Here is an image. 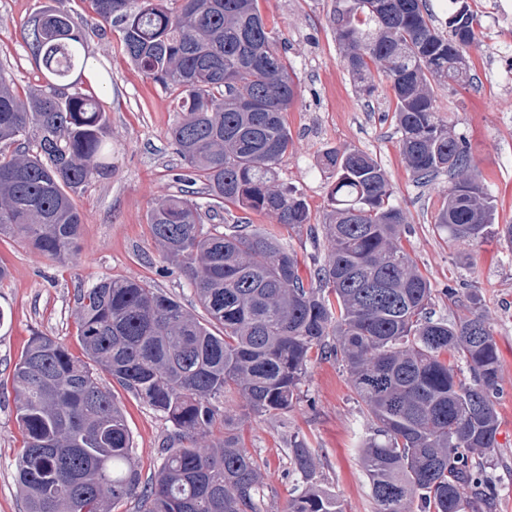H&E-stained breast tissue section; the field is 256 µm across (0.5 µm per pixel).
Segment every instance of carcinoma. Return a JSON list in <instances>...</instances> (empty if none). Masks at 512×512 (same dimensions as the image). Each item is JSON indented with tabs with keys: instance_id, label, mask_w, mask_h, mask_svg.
Returning a JSON list of instances; mask_svg holds the SVG:
<instances>
[{
	"instance_id": "1",
	"label": "carcinoma",
	"mask_w": 512,
	"mask_h": 512,
	"mask_svg": "<svg viewBox=\"0 0 512 512\" xmlns=\"http://www.w3.org/2000/svg\"><path fill=\"white\" fill-rule=\"evenodd\" d=\"M180 2L172 12L164 0H90L98 21L121 25L131 63L178 91L171 144L208 201L168 195L148 224L204 316L144 281L101 279L77 297L83 358L52 336L29 339L12 375L25 512H111L138 484L133 436L103 373L175 427L178 447L137 512H267L261 465L218 403L238 396L255 414L284 413L319 358L346 369L373 422L361 462L375 512L491 507L484 458L500 447V355L481 300L465 294L468 315L453 322L432 313L436 289L403 246L406 214L362 150L323 156L335 177L328 246L309 278L282 238L253 229L251 214L271 212L314 232L303 194L278 183L291 144L284 112L298 86L256 0ZM332 23L360 91L374 92L372 64L391 81L412 180L453 177L436 230L450 243L490 236L512 248V224L494 225V196L436 117L434 87L469 79L479 17L463 4L442 31L426 0H336ZM22 37L44 84L23 98L0 70V144L14 146L0 149V236L66 262L83 224L72 192L107 168L110 122L70 80L88 68L85 30L50 8ZM204 212L222 222L205 225ZM217 426L221 437L198 446ZM289 458L306 486L287 512H344L314 482L311 449L297 444Z\"/></svg>"
}]
</instances>
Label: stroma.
<instances>
[{"instance_id": "obj_1", "label": "stroma", "mask_w": 512, "mask_h": 512, "mask_svg": "<svg viewBox=\"0 0 512 512\" xmlns=\"http://www.w3.org/2000/svg\"><path fill=\"white\" fill-rule=\"evenodd\" d=\"M481 17V32L469 51L471 87L444 86L436 92L439 120L463 137L473 165L496 199V221L512 224V0H467ZM69 13L87 32L86 51L95 64L90 83L112 129L108 172L74 195L82 219L76 263H57L18 239H0V266L9 279L0 285V512H23L16 463L23 436L13 403L12 372L33 334L57 338L75 356L83 351L75 318L80 289L103 278L147 281L185 308L198 311L194 292L164 259L147 224L148 211L185 184V171L168 131L176 121V94L134 67L120 50L116 26H99L88 0H0V67L19 93L44 82L22 39V27L45 6ZM336 0H257L278 39L299 87L285 119L292 144L279 165V181L296 186L312 222L324 224L332 177L320 160L331 149H359L384 169L391 201L407 217L405 247L438 294L437 315L454 320L465 312L464 294L477 290L501 354L499 449L488 471L497 489L493 512H512V250L488 239L449 244L434 226L451 185L442 174L420 187L400 153L392 109L391 82L375 74L372 96L360 93L346 69L330 16ZM457 289L456 298L443 288ZM134 438L139 490L161 469L174 427L161 413L112 385ZM303 399L287 412L260 416L236 402L234 414L247 451L264 464L268 512H284L296 488L288 450L303 442L316 457V483L336 496L345 512H374L359 443L366 420L351 391L347 372L328 360L313 361L302 385Z\"/></svg>"}]
</instances>
